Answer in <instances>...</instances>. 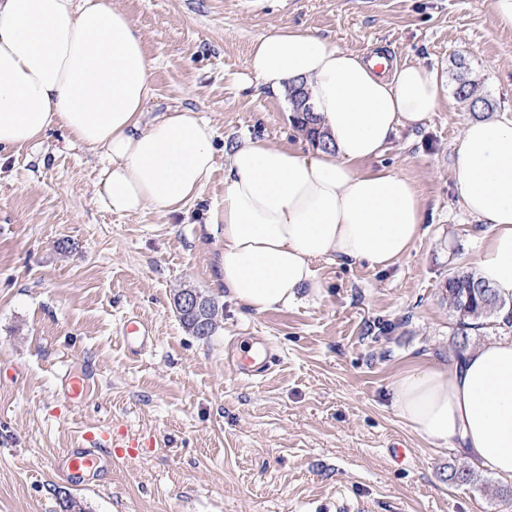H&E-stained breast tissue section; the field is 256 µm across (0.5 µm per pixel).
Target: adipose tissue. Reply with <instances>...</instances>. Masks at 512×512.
<instances>
[{"instance_id":"adipose-tissue-1","label":"adipose tissue","mask_w":512,"mask_h":512,"mask_svg":"<svg viewBox=\"0 0 512 512\" xmlns=\"http://www.w3.org/2000/svg\"><path fill=\"white\" fill-rule=\"evenodd\" d=\"M380 54L337 48L308 30L279 28L253 45L247 84L282 96L305 82L328 148L303 151L242 139L224 167L220 284L238 305L263 312L317 287L319 260L383 269L424 233L412 181L367 169L401 127L445 97L433 68L380 74ZM152 61L114 0H0V151L48 130L106 161L97 202L117 214L182 211L201 197L216 165L215 129L189 109L149 115ZM451 178L464 209L489 224L475 256L479 277L512 298V117L466 123ZM400 418L425 441L512 480V340L468 349L446 366L416 363L388 386Z\"/></svg>"}]
</instances>
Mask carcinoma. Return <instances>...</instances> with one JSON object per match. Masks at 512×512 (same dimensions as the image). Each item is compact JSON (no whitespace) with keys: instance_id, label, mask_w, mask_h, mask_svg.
I'll use <instances>...</instances> for the list:
<instances>
[{"instance_id":"obj_1","label":"carcinoma","mask_w":512,"mask_h":512,"mask_svg":"<svg viewBox=\"0 0 512 512\" xmlns=\"http://www.w3.org/2000/svg\"><path fill=\"white\" fill-rule=\"evenodd\" d=\"M455 82L457 98L469 102L473 111L494 110V104L480 93L478 82L467 78L463 73L455 76ZM288 100L295 127L312 143L326 144L327 138L321 126V119L316 113L310 111L308 91L297 85L291 86L288 89ZM445 292L448 307L457 317V335L461 337L459 351L467 349L468 331L478 327L481 319L500 318L503 325L512 327V300L507 302L500 298L495 290L481 280L476 273L457 270L449 274L445 283ZM206 304L205 318L208 332L202 335L198 334L195 327V316L184 312L179 313L184 327L192 334L200 335L202 339L213 334L218 327L219 318L224 315V311L219 309L213 299L206 298Z\"/></svg>"}]
</instances>
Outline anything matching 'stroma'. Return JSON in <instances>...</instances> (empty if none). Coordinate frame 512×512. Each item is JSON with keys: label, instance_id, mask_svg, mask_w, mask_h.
<instances>
[{"label": "stroma", "instance_id": "35a3bbf8", "mask_svg": "<svg viewBox=\"0 0 512 512\" xmlns=\"http://www.w3.org/2000/svg\"><path fill=\"white\" fill-rule=\"evenodd\" d=\"M154 63L150 114L199 112L216 129V166L201 200L162 215L112 213L95 200L103 165L55 128L0 153V512H317L345 498L367 512H512V481L430 445L392 407L388 385L415 361L457 355L449 273L472 269L485 225L453 190L450 157L474 115L456 98L458 58L512 116V30L491 0H116ZM316 32L336 47L437 69V112L398 130L371 162L414 182L425 232L379 270L316 262L318 289L258 313L217 288L220 242L210 211L224 198L233 145L253 136L310 148L286 102L243 84L253 44L275 28ZM193 288L223 306L214 335L181 323L174 294ZM154 344L131 354L127 315ZM265 338L264 378L229 371L228 351ZM88 371L96 393L75 403L65 368ZM148 440L133 459L75 485L53 466L88 430ZM404 444L396 462L392 444Z\"/></svg>", "mask_w": 512, "mask_h": 512}]
</instances>
